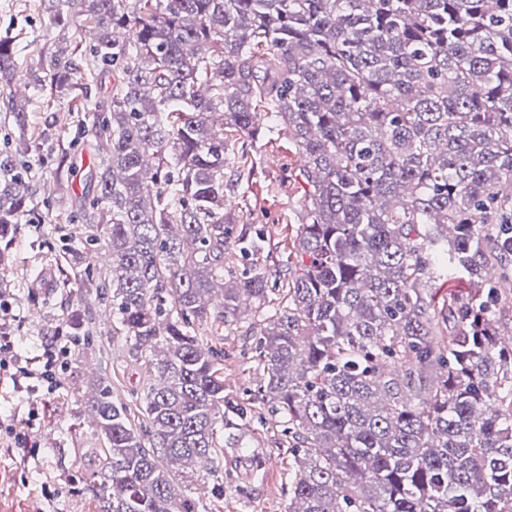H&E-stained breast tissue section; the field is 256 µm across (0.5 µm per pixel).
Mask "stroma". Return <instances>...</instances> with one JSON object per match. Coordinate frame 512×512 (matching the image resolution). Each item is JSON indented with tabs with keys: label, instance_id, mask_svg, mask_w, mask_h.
<instances>
[{
	"label": "stroma",
	"instance_id": "obj_1",
	"mask_svg": "<svg viewBox=\"0 0 512 512\" xmlns=\"http://www.w3.org/2000/svg\"><path fill=\"white\" fill-rule=\"evenodd\" d=\"M12 28L22 31L15 50L27 66L53 47L58 34L32 0H0V36ZM225 143L229 152L247 151L256 164L255 174L239 181L229 193L228 213L237 228L260 232L281 247L275 264L264 255L244 257L236 247H229L224 254L225 269L247 264L269 271L277 264L295 265V241L307 203L305 184L296 176L303 163L299 149L277 128L264 131L254 141L229 132ZM34 205L46 219L42 230L22 224L14 234L0 239V251L11 256L8 270L0 275V291L9 294L23 320L17 335L19 350L30 357L41 355L53 336L68 333V318L76 310L89 313L93 331L88 348H72L60 374L59 390L40 404L39 417L28 430L40 448L38 455L23 460L17 449L0 443V512H101L93 473L99 467L103 443L84 417V401L93 383L107 377L123 402L138 403L153 372L124 336L115 334L112 310L99 301L95 291L73 292L58 280L49 290L36 287L42 271L54 270L53 255L69 239L68 230L54 217L74 210L75 202L51 187L36 193ZM34 309L40 312L35 321L30 318ZM246 329L243 322L224 325L220 338L224 390L241 400L247 398L256 379L254 342ZM101 346L108 350L107 359L94 353ZM249 435L253 447L267 454L265 479L247 494L234 481H225L221 512H287L294 471L288 465L278 415L263 409ZM46 485L54 489L53 498L43 496Z\"/></svg>",
	"mask_w": 512,
	"mask_h": 512
}]
</instances>
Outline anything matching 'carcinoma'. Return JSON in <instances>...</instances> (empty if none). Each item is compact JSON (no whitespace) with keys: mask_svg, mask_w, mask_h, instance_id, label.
<instances>
[{"mask_svg":"<svg viewBox=\"0 0 512 512\" xmlns=\"http://www.w3.org/2000/svg\"><path fill=\"white\" fill-rule=\"evenodd\" d=\"M63 47L26 70L69 107L96 161L80 247L62 282L96 289L153 381L134 413L99 380L86 411L102 437V512H199L175 480L207 478L242 451L253 405L285 418L288 512H512V349L500 344L482 270L512 257V0H40ZM0 38V95L21 72ZM106 90V95L93 90ZM274 117L305 157L300 260L268 285L224 272V133L256 139ZM74 143L53 122L21 152L56 154L71 192ZM34 169L0 154V238L33 217ZM99 245L110 278L80 267ZM474 285L466 302L449 277ZM285 305L255 332L248 401L224 393L207 325L238 321L271 291ZM458 330L438 336L439 320ZM73 336L91 319L70 315ZM250 481L265 458L248 456Z\"/></svg>","mask_w":512,"mask_h":512,"instance_id":"cac0c4a2","label":"carcinoma"}]
</instances>
